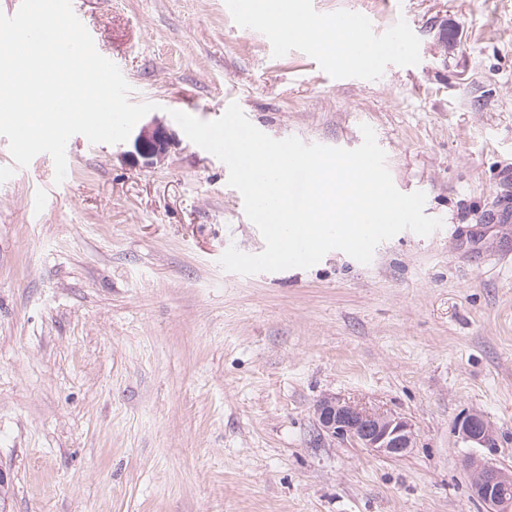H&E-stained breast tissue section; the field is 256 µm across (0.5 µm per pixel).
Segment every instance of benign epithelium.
<instances>
[{"label": "benign epithelium", "instance_id": "1", "mask_svg": "<svg viewBox=\"0 0 512 512\" xmlns=\"http://www.w3.org/2000/svg\"><path fill=\"white\" fill-rule=\"evenodd\" d=\"M166 129L145 125L133 134L136 153L147 165L162 161L172 145ZM316 418L320 434L346 441L383 457H401L414 446L411 424L403 417L366 406L326 397L317 404ZM460 439L478 447H490L493 433L484 416L472 412L456 424ZM471 490L486 506V512H512V497L504 489L512 487V472L487 466L470 459Z\"/></svg>", "mask_w": 512, "mask_h": 512}]
</instances>
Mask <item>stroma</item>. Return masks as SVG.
Returning <instances> with one entry per match:
<instances>
[{"instance_id": "1", "label": "stroma", "mask_w": 512, "mask_h": 512, "mask_svg": "<svg viewBox=\"0 0 512 512\" xmlns=\"http://www.w3.org/2000/svg\"><path fill=\"white\" fill-rule=\"evenodd\" d=\"M362 13L409 50L339 78L304 38L226 0H81L163 162L73 136L0 184V470L6 512H484L466 466L512 471V223L487 214L512 167V0H302ZM238 103L275 139L344 149L369 125L395 186L442 228L404 231L369 264L243 276L259 252L227 166L171 113ZM336 397L398 414L400 459L321 436ZM477 411L494 443L455 432ZM173 136L166 129L145 125L133 134L136 153L147 165L161 162L172 145Z\"/></svg>"}]
</instances>
